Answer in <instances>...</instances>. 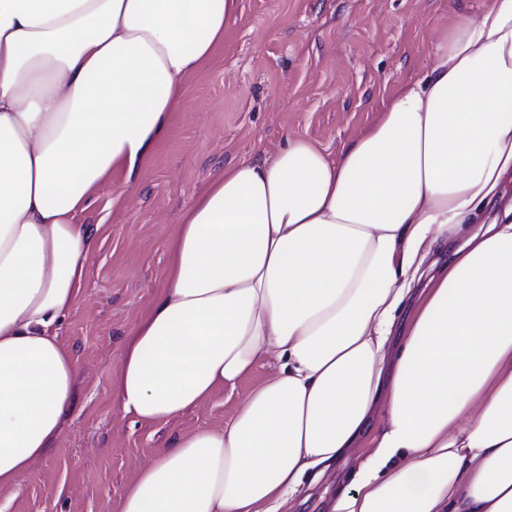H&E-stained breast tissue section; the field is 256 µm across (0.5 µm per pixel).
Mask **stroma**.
<instances>
[{"instance_id": "1", "label": "stroma", "mask_w": 512, "mask_h": 512, "mask_svg": "<svg viewBox=\"0 0 512 512\" xmlns=\"http://www.w3.org/2000/svg\"><path fill=\"white\" fill-rule=\"evenodd\" d=\"M484 0H239L224 43L186 83L140 174L113 176L78 218L99 225L80 297L58 329L77 367L75 407L0 512H116L138 466L178 435L224 426L277 369L261 360L235 387L165 422L122 414L111 381L124 342L160 291L181 214L224 167L303 135L330 156L420 77L455 14ZM369 440L322 478L306 475L288 512H328Z\"/></svg>"}]
</instances>
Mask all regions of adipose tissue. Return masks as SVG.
Wrapping results in <instances>:
<instances>
[{
	"label": "adipose tissue",
	"instance_id": "adipose-tissue-1",
	"mask_svg": "<svg viewBox=\"0 0 512 512\" xmlns=\"http://www.w3.org/2000/svg\"><path fill=\"white\" fill-rule=\"evenodd\" d=\"M238 5L0 0V489L21 490L74 402L55 327L99 230L78 217L142 167ZM511 173L512 0L458 15L338 157L297 135L226 166L171 240L114 396L165 423L261 358L278 370L224 426L158 449L118 512H282L369 434L331 512H512V207L473 225ZM463 242L464 238H459L455 240L453 244H448V242H438L433 246L423 265L424 276L421 281V285H423L425 281L431 275L435 274L440 268L448 265V262L452 260L454 249L460 246Z\"/></svg>",
	"mask_w": 512,
	"mask_h": 512
}]
</instances>
